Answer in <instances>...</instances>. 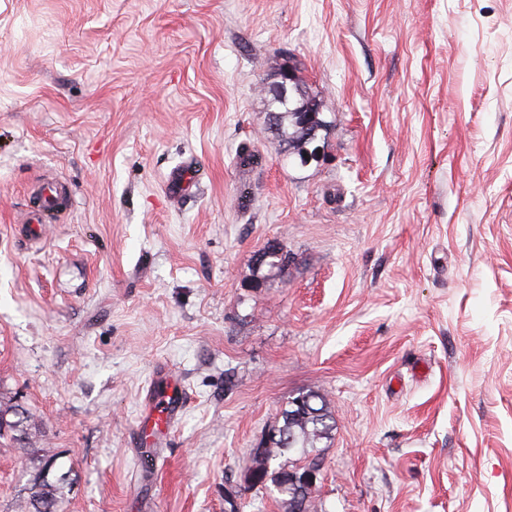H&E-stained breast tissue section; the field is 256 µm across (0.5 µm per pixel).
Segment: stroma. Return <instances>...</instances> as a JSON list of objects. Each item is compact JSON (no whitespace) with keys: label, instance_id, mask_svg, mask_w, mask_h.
I'll return each mask as SVG.
<instances>
[{"label":"stroma","instance_id":"35a3bbf8","mask_svg":"<svg viewBox=\"0 0 512 512\" xmlns=\"http://www.w3.org/2000/svg\"><path fill=\"white\" fill-rule=\"evenodd\" d=\"M286 64L306 163L266 133ZM49 173L73 206L34 244ZM303 391L318 512H512V0H0V397L56 512H283L247 477ZM39 475L1 438L0 512ZM187 398L186 390L170 383L159 396L150 397L141 411L144 448H157L163 441L168 427L182 414ZM13 416L14 420L7 419ZM0 438L5 434L9 435L13 442L21 448H29L37 436V431L32 424L28 412L19 404L11 400L4 402L0 400ZM2 420L6 423L3 425ZM34 429V431H33Z\"/></svg>","mask_w":512,"mask_h":512}]
</instances>
